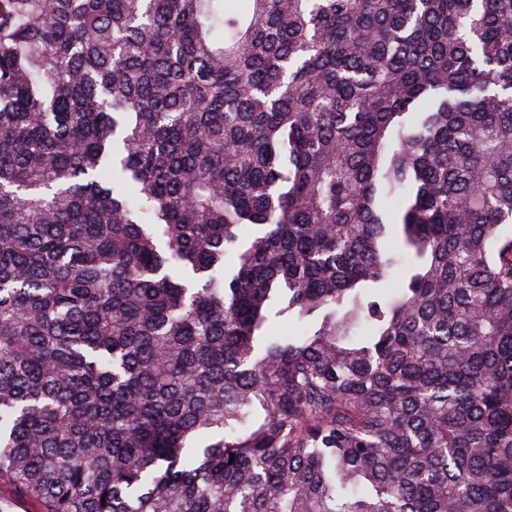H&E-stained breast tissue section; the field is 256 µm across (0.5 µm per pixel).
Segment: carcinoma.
<instances>
[{
    "label": "carcinoma",
    "instance_id": "cac0c4a2",
    "mask_svg": "<svg viewBox=\"0 0 512 512\" xmlns=\"http://www.w3.org/2000/svg\"><path fill=\"white\" fill-rule=\"evenodd\" d=\"M511 225L512 0H0V479L512 512Z\"/></svg>",
    "mask_w": 512,
    "mask_h": 512
}]
</instances>
